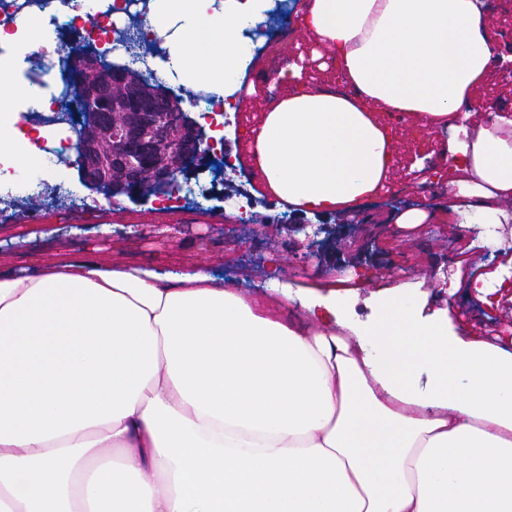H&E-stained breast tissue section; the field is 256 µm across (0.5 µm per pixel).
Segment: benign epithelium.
Listing matches in <instances>:
<instances>
[{
  "label": "benign epithelium",
  "mask_w": 512,
  "mask_h": 512,
  "mask_svg": "<svg viewBox=\"0 0 512 512\" xmlns=\"http://www.w3.org/2000/svg\"><path fill=\"white\" fill-rule=\"evenodd\" d=\"M78 63L84 106L124 118L114 126L94 116L92 130L78 136L83 182L112 197L171 193L176 175L199 156L202 141L199 126L183 112L182 100L130 71L104 67L92 52H82Z\"/></svg>",
  "instance_id": "benign-epithelium-1"
}]
</instances>
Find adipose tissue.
<instances>
[{
	"mask_svg": "<svg viewBox=\"0 0 512 512\" xmlns=\"http://www.w3.org/2000/svg\"><path fill=\"white\" fill-rule=\"evenodd\" d=\"M266 0H153L160 67L240 99ZM357 99L288 97L252 139L269 190L347 208L391 163L366 102L459 112L491 60L480 0H312ZM461 226L506 224L512 115L449 147ZM407 291L355 338L284 320L203 273L89 262L0 278V512H512V354Z\"/></svg>",
	"mask_w": 512,
	"mask_h": 512,
	"instance_id": "adipose-tissue-1",
	"label": "adipose tissue"
}]
</instances>
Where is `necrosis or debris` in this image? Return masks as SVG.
I'll list each match as a JSON object with an SVG mask.
<instances>
[{
	"label": "necrosis or debris",
	"mask_w": 512,
	"mask_h": 512,
	"mask_svg": "<svg viewBox=\"0 0 512 512\" xmlns=\"http://www.w3.org/2000/svg\"><path fill=\"white\" fill-rule=\"evenodd\" d=\"M151 0H123L122 9H115L112 0H96L92 9H85L84 0H0V33L22 36L32 33L42 21L55 25L59 37L52 45L33 44L25 60L29 65V91L32 98L19 125L34 130L30 143L43 158L46 167L68 166L78 137L74 126L71 99L78 94L75 46L97 49L110 56L125 48L132 61L143 65V75L160 80L158 63L167 52L159 30L150 28ZM139 30L141 44L132 48L127 36ZM261 41L264 52L288 47L295 35L293 13L288 0H274L271 16L256 22L248 30ZM54 85L56 94L50 106H42L38 95L42 88ZM12 147L0 144V219L9 224H36L53 210L75 214L80 210L79 189L62 180L44 175L23 177L16 170ZM214 189L211 183L195 180L176 183L172 193L158 201L157 212L179 222L206 210Z\"/></svg>",
	"instance_id": "obj_1"
}]
</instances>
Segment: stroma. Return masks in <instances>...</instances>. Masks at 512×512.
I'll return each mask as SVG.
<instances>
[{"instance_id": "stroma-1", "label": "stroma", "mask_w": 512, "mask_h": 512, "mask_svg": "<svg viewBox=\"0 0 512 512\" xmlns=\"http://www.w3.org/2000/svg\"><path fill=\"white\" fill-rule=\"evenodd\" d=\"M494 61L474 88L473 121L488 124L495 113L512 111V76L504 77L500 57L512 52V0H486ZM289 62L303 69L300 83L281 79L276 88L259 80L245 84L234 111L226 113L224 149L236 154L235 171L221 175L223 216L211 213L194 223L159 221L150 200L120 195L107 210L105 195L85 191L86 208L68 221L51 216L39 224L0 223V277L37 273L45 265L94 262L136 267L160 274L202 271L218 284L239 286L281 316L303 314L314 297L344 295L349 319L369 324L379 300L399 287L418 298L422 316L444 317L464 341L480 340L512 353V223L502 226L498 253L462 263L472 252L475 229L460 228L448 215V193L423 191L434 169L448 167L439 152L453 135L450 126L429 124L416 115L390 124L393 163L382 190L351 208L306 213L289 208L265 182L251 186L256 235L233 224L237 201L251 163L250 138L268 112L299 90L335 89L341 69L334 52L299 26ZM411 209L426 212L420 224L398 223ZM348 277L337 283L334 266Z\"/></svg>"}]
</instances>
